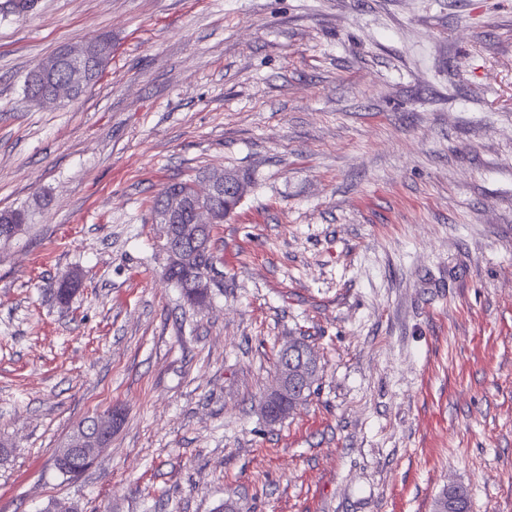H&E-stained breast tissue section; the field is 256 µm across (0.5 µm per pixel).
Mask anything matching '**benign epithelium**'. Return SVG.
<instances>
[{
  "mask_svg": "<svg viewBox=\"0 0 512 512\" xmlns=\"http://www.w3.org/2000/svg\"><path fill=\"white\" fill-rule=\"evenodd\" d=\"M99 42L100 39L96 38L87 42L66 44L42 58L37 66V70L41 72L55 70L62 58L70 61L71 69L66 80L50 83L34 96V100L42 105H58L72 100L77 92L86 89L93 59L98 57ZM204 183L205 187L202 189L193 186L189 195L177 191L163 194L164 219H175L181 213L189 211L194 226L193 240L187 245L181 241L171 240L169 224L163 223L167 269H178L192 263L196 254L204 250V232L208 227L223 221L224 212L216 206L218 199L223 197L231 203H240L244 198L245 188L228 179L222 172L206 175ZM298 352L299 343L296 341L288 343L281 350L282 360L278 368L276 386L264 397L262 405L265 406L274 400L285 409L288 404L297 403L299 395L304 393L308 384L317 377L319 368L311 363L298 364ZM118 420V414L110 411L89 425H78L62 448L57 450L56 465L62 468H78L93 464L112 440V430L117 426Z\"/></svg>",
  "mask_w": 512,
  "mask_h": 512,
  "instance_id": "7a95c632",
  "label": "benign epithelium"
}]
</instances>
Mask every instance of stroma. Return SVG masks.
<instances>
[{
	"label": "stroma",
	"mask_w": 512,
	"mask_h": 512,
	"mask_svg": "<svg viewBox=\"0 0 512 512\" xmlns=\"http://www.w3.org/2000/svg\"><path fill=\"white\" fill-rule=\"evenodd\" d=\"M101 34L83 96L27 100ZM225 169L248 190L193 307L151 201ZM4 209L0 512H431L448 483L512 512V0H0ZM294 338L320 372L272 423ZM118 420V414L111 410L105 417L93 419L90 425H78L62 448H58L56 465L65 469L68 466L78 468L93 464L112 440V430Z\"/></svg>",
	"instance_id": "stroma-1"
}]
</instances>
